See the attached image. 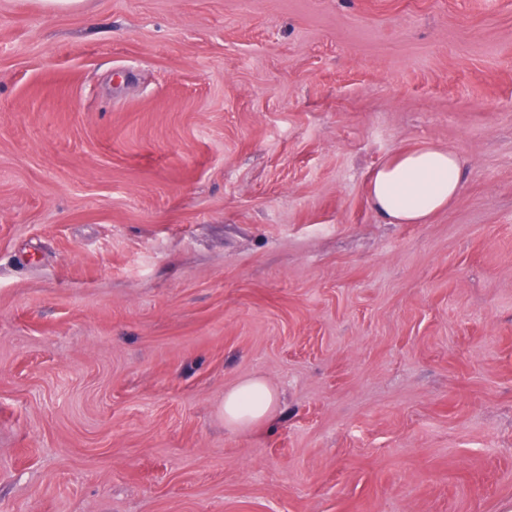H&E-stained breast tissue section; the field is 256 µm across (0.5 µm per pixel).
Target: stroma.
Wrapping results in <instances>:
<instances>
[{"instance_id": "stroma-1", "label": "stroma", "mask_w": 512, "mask_h": 512, "mask_svg": "<svg viewBox=\"0 0 512 512\" xmlns=\"http://www.w3.org/2000/svg\"><path fill=\"white\" fill-rule=\"evenodd\" d=\"M0 512H512V0H0ZM462 187L461 158L422 146L379 165L369 182V196L388 223L420 224L446 207ZM278 394L260 377L241 380L224 392V425L246 429L267 419Z\"/></svg>"}]
</instances>
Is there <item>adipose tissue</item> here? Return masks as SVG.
<instances>
[{
    "mask_svg": "<svg viewBox=\"0 0 512 512\" xmlns=\"http://www.w3.org/2000/svg\"><path fill=\"white\" fill-rule=\"evenodd\" d=\"M463 187L462 161L432 146L404 151L379 165L369 182L377 212L392 224H419L455 199ZM277 393L259 377L241 380L224 393V424L246 429L267 419Z\"/></svg>",
    "mask_w": 512,
    "mask_h": 512,
    "instance_id": "obj_1",
    "label": "adipose tissue"
}]
</instances>
